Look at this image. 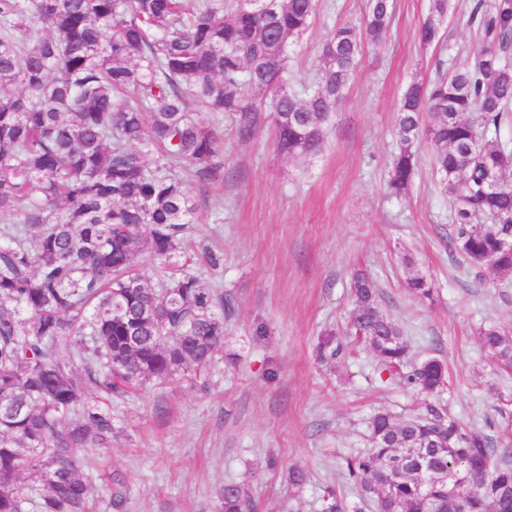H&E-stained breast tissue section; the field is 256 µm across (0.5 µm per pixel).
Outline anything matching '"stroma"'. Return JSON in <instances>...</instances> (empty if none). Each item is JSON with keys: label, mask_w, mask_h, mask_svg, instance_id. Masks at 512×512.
<instances>
[{"label": "stroma", "mask_w": 512, "mask_h": 512, "mask_svg": "<svg viewBox=\"0 0 512 512\" xmlns=\"http://www.w3.org/2000/svg\"><path fill=\"white\" fill-rule=\"evenodd\" d=\"M429 7L430 0H394L390 28L380 42L365 40L319 154L282 158L271 127L242 142L221 120L224 180L193 188L186 267L232 300L224 346L204 374L207 390L177 379L114 402L111 446L88 452L98 512H110L108 490L119 483L126 512H215L216 493L230 482L253 512H322L329 487L349 512H375L346 482L344 459L368 449L378 409L408 418L424 413L429 398L358 347L317 362L322 334L345 330L358 271L380 289L411 360L447 363L444 408L512 448V405L503 403L512 396V369L479 339L484 326L512 332V283L490 269L475 273L449 248L453 211L437 186L428 135L417 143L420 168L408 196L386 188L404 88L429 82L438 66L469 63L478 43L471 0H453L452 51L422 46ZM366 11L367 0H319L310 30L292 47L293 89L314 87L325 35L360 23ZM207 249L220 266L206 262ZM407 252L410 267L401 261ZM415 274L434 282L433 300L406 292ZM293 466L307 474L298 488L288 482Z\"/></svg>", "instance_id": "35a3bbf8"}]
</instances>
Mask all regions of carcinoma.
<instances>
[{
    "label": "carcinoma",
    "mask_w": 512,
    "mask_h": 512,
    "mask_svg": "<svg viewBox=\"0 0 512 512\" xmlns=\"http://www.w3.org/2000/svg\"><path fill=\"white\" fill-rule=\"evenodd\" d=\"M0 0V512H91L82 452L108 448L112 396L179 376L194 385L224 344V293L185 270L195 211L191 184L224 180L222 134L186 102L232 118L237 138L272 126L277 151L310 156L358 63L362 35L387 32L394 0H369L363 28L339 25L322 44L319 81L288 86L289 45L311 27L316 0ZM419 31L443 41L448 0H430ZM473 64L405 89L388 187L405 196L421 113L431 115L434 169L454 204L451 247L471 268L512 276V0H477ZM146 253L158 287L133 272ZM419 300L435 285L406 281ZM349 332L400 382L433 395L447 366L407 367L408 347L357 276ZM512 363V336L480 332ZM342 351L336 334L322 362ZM371 448L344 476L377 512H512V461L486 434L434 405L370 421ZM217 512H248L236 484ZM327 490L322 512H347Z\"/></svg>",
    "instance_id": "carcinoma-1"
}]
</instances>
